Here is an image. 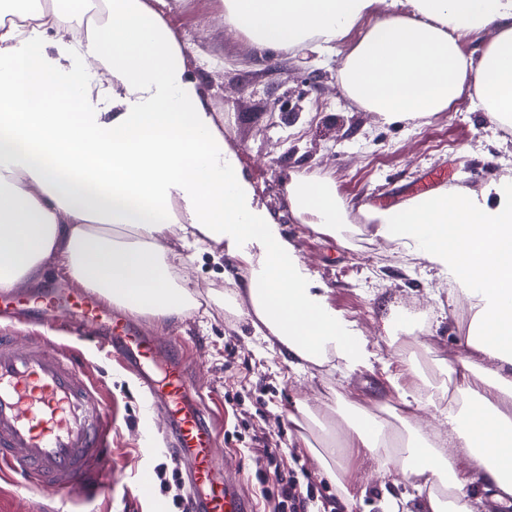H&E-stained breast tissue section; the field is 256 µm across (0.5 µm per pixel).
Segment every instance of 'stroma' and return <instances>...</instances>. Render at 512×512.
I'll return each instance as SVG.
<instances>
[{"instance_id":"35a3bbf8","label":"stroma","mask_w":512,"mask_h":512,"mask_svg":"<svg viewBox=\"0 0 512 512\" xmlns=\"http://www.w3.org/2000/svg\"><path fill=\"white\" fill-rule=\"evenodd\" d=\"M218 0H172L169 17L196 52L187 60L224 126L244 175L261 204L273 212L294 245L319 293L369 339L371 368L348 374L323 367L288 368L252 327L236 318L224 298L228 266L197 255L184 272L202 296V309L184 321L163 324L141 317L138 325L159 343L181 347L190 381L197 386L217 431L214 453L225 478L256 512H263L257 471L296 470L301 485L319 494L320 512H341L335 485L327 483L307 449L298 447L289 421L296 398L331 411L337 392L365 406L379 400L386 364L417 357L432 386L448 382V368L460 351L473 315L472 302L452 277L429 262L408 258L393 245L373 238L366 209H387L427 192L431 183L480 190L485 183L512 176V141L501 142L484 112L462 97L452 109L417 122L389 123L367 112L342 92L336 71L340 59L361 39L358 25L335 49L287 58L276 72L248 40L230 32ZM287 100L273 112L269 101ZM330 178L338 194L354 202L342 239L317 233L292 214L287 187L295 178ZM40 315L11 304L0 331L18 343L43 335L49 347L76 350L90 378L112 410L111 490L92 504H64L63 494L0 481V512H177L175 499L188 498L186 466L168 450L170 420L149 406L134 369L118 355L95 348L90 336L39 332ZM277 449L275 459L262 448ZM363 492L359 512H382L383 491L373 463L342 459ZM164 476L167 488L144 496L141 471Z\"/></svg>"}]
</instances>
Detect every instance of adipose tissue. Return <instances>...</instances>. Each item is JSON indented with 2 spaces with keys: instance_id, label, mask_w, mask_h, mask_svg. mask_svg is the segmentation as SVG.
<instances>
[{
  "instance_id": "adipose-tissue-1",
  "label": "adipose tissue",
  "mask_w": 512,
  "mask_h": 512,
  "mask_svg": "<svg viewBox=\"0 0 512 512\" xmlns=\"http://www.w3.org/2000/svg\"><path fill=\"white\" fill-rule=\"evenodd\" d=\"M220 2L233 31L285 58L332 49L370 20L338 83L385 121L432 116L470 91L490 123L512 128V0ZM101 5L104 23L84 26L53 5L0 0V291L39 283L59 264L104 303L180 321L199 308L184 250L202 245L233 267L227 296L238 317L292 370L369 367L367 340L315 291L243 178L188 75L190 47L168 23V0ZM489 28L480 57L464 55L462 40ZM92 61L106 80L91 78ZM287 191L315 230L332 236L348 224L353 204L332 180L301 178ZM369 217L376 236L443 266L475 302L452 369L456 395L423 394L407 361L387 376L377 411L341 397L331 418L299 399L290 419L344 512L362 501L340 463L347 448L377 464L383 485L412 479L419 512H477V485L512 496V180L438 189ZM429 407L447 432L417 418ZM462 453L477 468H463Z\"/></svg>"
}]
</instances>
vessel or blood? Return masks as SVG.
<instances>
[{"mask_svg": "<svg viewBox=\"0 0 512 512\" xmlns=\"http://www.w3.org/2000/svg\"><path fill=\"white\" fill-rule=\"evenodd\" d=\"M111 342L135 368L158 349L137 328L119 329ZM145 384L160 389L179 424L173 453L190 461L195 512H252L218 474L215 432L201 408L185 405L190 386L182 368L172 367L161 382L149 378ZM111 431L107 404L77 363L48 353L41 338L20 348L0 335L1 467L28 484L90 502L112 485Z\"/></svg>", "mask_w": 512, "mask_h": 512, "instance_id": "obj_1", "label": "vessel or blood"}]
</instances>
